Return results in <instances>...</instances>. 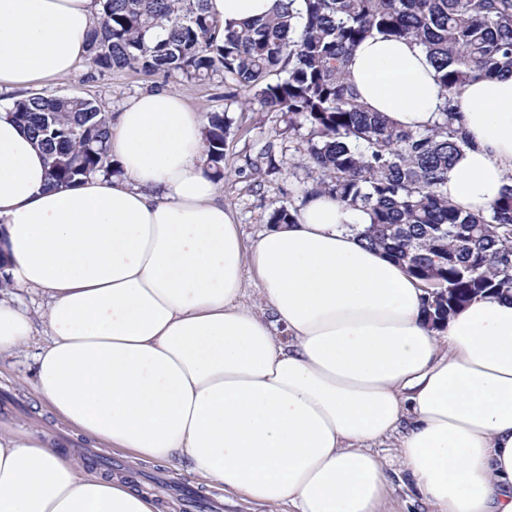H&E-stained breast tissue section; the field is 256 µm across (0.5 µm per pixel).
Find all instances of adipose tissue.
Listing matches in <instances>:
<instances>
[{
	"label": "adipose tissue",
	"mask_w": 512,
	"mask_h": 512,
	"mask_svg": "<svg viewBox=\"0 0 512 512\" xmlns=\"http://www.w3.org/2000/svg\"><path fill=\"white\" fill-rule=\"evenodd\" d=\"M275 4L208 0L236 24ZM97 16L95 0H0V92L71 74ZM347 75L403 128L434 122L441 88L418 44L367 39ZM455 106L472 145L448 199L484 212L512 184V75L475 79ZM204 124L176 91L136 95L112 128L120 175L56 189L0 109V359L37 345L31 384L51 414L269 512H382L391 479L375 447L391 438L432 512H512V290L431 327L432 289L361 242L364 211L325 193L245 245L206 172ZM0 512L161 510L47 436L0 431Z\"/></svg>",
	"instance_id": "adipose-tissue-1"
}]
</instances>
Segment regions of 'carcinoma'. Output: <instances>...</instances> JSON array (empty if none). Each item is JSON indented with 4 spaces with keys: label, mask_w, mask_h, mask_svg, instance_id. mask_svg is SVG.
I'll use <instances>...</instances> for the list:
<instances>
[{
    "label": "carcinoma",
    "mask_w": 512,
    "mask_h": 512,
    "mask_svg": "<svg viewBox=\"0 0 512 512\" xmlns=\"http://www.w3.org/2000/svg\"><path fill=\"white\" fill-rule=\"evenodd\" d=\"M208 0H97L87 39V78L114 71L205 82L221 78L224 99L287 117L301 137L317 190L360 208L363 241L436 289L432 325L477 295L512 288V185L481 213L448 201V169L471 141L456 124L455 96L472 79L512 75V0H278L269 17L222 25ZM299 7H294V4ZM375 35L414 42L444 91L437 120L423 130L396 126L370 111L347 77L353 51ZM10 117L45 152L49 182L118 173L110 147L112 115L87 95L32 93ZM207 173L224 178L230 122L205 115ZM296 207L272 210L288 224Z\"/></svg>",
    "instance_id": "cac0c4a2"
}]
</instances>
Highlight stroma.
<instances>
[{
  "mask_svg": "<svg viewBox=\"0 0 512 512\" xmlns=\"http://www.w3.org/2000/svg\"><path fill=\"white\" fill-rule=\"evenodd\" d=\"M86 70L76 67L69 76L42 86L46 95L79 93L102 100L113 113H120L131 97L167 86L179 92L188 104L206 113L227 111L230 134L224 145V179L220 190L240 226L246 241L255 240L267 228L269 213L277 207L299 205L304 186L310 181L304 145L288 141L284 124L276 112H243L227 103L224 85L213 82H168L134 72H111L95 81H85ZM32 358L23 354L0 361V430H38L52 436L55 448L80 458L90 442L74 429L58 421L38 403L29 384ZM116 474L131 475L137 487L165 503H177L178 491L192 489L209 497L210 512H263L224 493L219 486H205L183 465L167 461L131 463L126 451L106 449Z\"/></svg>",
  "mask_w": 512,
  "mask_h": 512,
  "instance_id": "1",
  "label": "stroma"
}]
</instances>
